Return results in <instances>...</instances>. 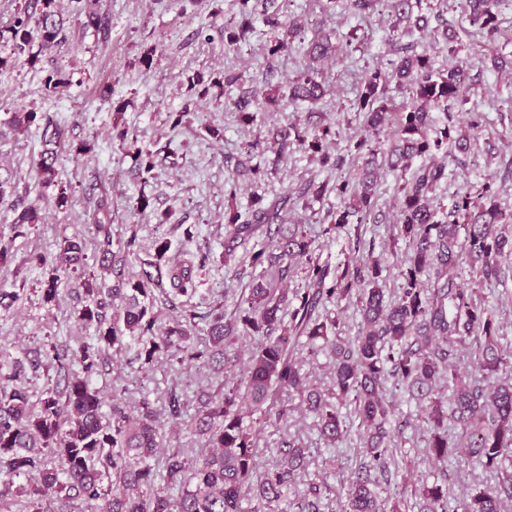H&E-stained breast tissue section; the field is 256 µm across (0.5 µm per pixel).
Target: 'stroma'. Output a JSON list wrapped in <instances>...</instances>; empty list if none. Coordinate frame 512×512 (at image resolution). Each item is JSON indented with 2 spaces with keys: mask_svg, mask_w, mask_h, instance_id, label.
<instances>
[{
  "mask_svg": "<svg viewBox=\"0 0 512 512\" xmlns=\"http://www.w3.org/2000/svg\"><path fill=\"white\" fill-rule=\"evenodd\" d=\"M68 22L65 40L37 61L15 59L0 45V57L9 64L0 73V115L7 112H46L65 132L57 180L69 186L66 206L55 204L54 188L43 187L36 164L43 149L42 128L32 125L20 132L0 137V175L11 179L16 193L0 203V238L11 235L15 204L39 201L41 224L27 238L17 240L16 255L0 267V288L25 287L27 297L9 312L0 313V343L17 354L42 351L53 342L65 340L74 330L71 314L77 294L63 292L51 307L40 296L42 276L26 262L30 252L55 249L61 236L83 239L87 254L99 249L91 214L105 209L112 226L113 241L137 235L139 251L128 256L126 270L138 273L154 255V241H170V263L195 262L197 292L183 304L200 314L215 305L224 312L235 311L248 294L250 278L237 275L225 265V214L230 207L244 211L255 198L270 202L292 193L301 184L320 182L328 173L304 149L293 148L275 156L265 152L260 158L268 171L261 182L237 175L236 163L244 158L255 141L271 142L276 130L288 124L306 125L314 121L331 125L335 136L330 151L352 148L363 138V118L354 108L360 77L369 68L386 65L392 57L389 41L394 21L387 0L359 15L346 0H273L272 12L282 23H301L306 37L315 30L332 36L338 51L325 60L320 73L327 94L317 103H284L273 108L267 98L287 95L288 85L303 67L302 49L291 47L276 56L269 55L272 37L262 19H255L248 40L230 47L224 42L225 21L237 17L242 0H99V12L106 30L86 25L76 12L74 0H60ZM440 15L431 26L448 22L459 34L458 56L472 63L476 93L469 111L454 113L455 125L468 130L470 147L448 165V180L435 192V201L451 206L453 199L473 182L489 181L497 188L502 204L512 206V150L506 140L512 135V70L494 69L490 60L512 61V40L486 42L478 27L461 15L453 0L440 6ZM70 74L69 87L58 92L46 88L47 76L54 70ZM223 78L232 74L238 81L229 97L208 94L190 105L192 119L174 124L173 115L185 105L182 93L194 74ZM247 96L257 113L245 121L233 101ZM122 109L130 130L126 141L112 137L115 109ZM483 113L481 128L469 129L471 111ZM90 143L88 153L75 156L74 149ZM152 172H145V163ZM398 174L381 169L376 182L373 219L362 228L372 255L386 267V294L399 284L398 271L408 246L393 233ZM237 183L235 202L224 197V186ZM147 198L146 208H137L139 198ZM336 199H308L306 206L289 210V223L303 225L314 241L321 260L338 263L350 253L345 237L325 235L326 211ZM474 297L494 305L501 323L500 342L512 349V276L499 285H484L463 279ZM233 366L218 375L209 369L180 365L164 359L141 365L133 352L111 354L99 380L106 390L119 392L129 409H136L142 393L165 400L170 391L194 399L198 392L218 391L223 382L239 374ZM399 418L409 419L404 442L395 459L399 483L420 485L434 467L426 454V424L416 401L407 394L396 397ZM279 423L268 424L257 436L261 461L274 466L281 456L277 444L282 436L298 438L308 448L306 477L325 481L341 490L358 473L363 462L356 437L330 445L321 437L315 419L302 406L292 402Z\"/></svg>",
  "mask_w": 512,
  "mask_h": 512,
  "instance_id": "1",
  "label": "stroma"
}]
</instances>
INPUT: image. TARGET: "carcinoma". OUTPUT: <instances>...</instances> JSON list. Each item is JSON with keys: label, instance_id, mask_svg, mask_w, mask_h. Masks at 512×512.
I'll use <instances>...</instances> for the list:
<instances>
[{"label": "carcinoma", "instance_id": "obj_1", "mask_svg": "<svg viewBox=\"0 0 512 512\" xmlns=\"http://www.w3.org/2000/svg\"><path fill=\"white\" fill-rule=\"evenodd\" d=\"M86 23L102 26L98 0H76ZM396 24L394 58L388 66L365 73L356 111L363 115L367 135L354 145L367 159L351 172L349 153L326 149L332 127L302 131L289 124L278 130L279 155L298 145L318 157L322 167L336 172L322 182L308 183L295 198L286 195L265 205L253 200L248 212L230 211L225 224L224 263L239 247H246L257 231L267 227L268 243L249 250V276L256 280L239 306V314H212L204 336L191 335L196 313L184 309L160 326L153 311V296L168 277L176 296H192L197 288L192 262L161 267L170 249L157 240V261L147 263L136 275L125 272L129 254L137 252V234L112 249V225L93 214L100 238L99 253L89 257L76 235L62 236L52 251L33 253L28 264L47 275L41 281V299L52 303L61 288L72 283L82 292V305L72 316L79 328L94 336H74L49 345V366L63 376L64 386L54 385L35 393L25 373V358L0 344V512H269L283 502L297 505L295 512H322L329 496L327 483L310 482L297 490L307 468V450L294 440H281V464L261 469L256 446L257 426L277 411V396L286 391L300 398L314 417L324 439L336 443L350 429L342 403L353 404L360 420L357 439L364 462L357 476L340 496L339 512H408L405 499L381 495L379 473L385 482L397 476L394 451L407 421L395 417V405L386 398L390 385L424 406L426 452L434 464H465L501 474L494 484H476L456 496L448 482L423 481L401 493L420 497L419 512H503L512 500V351L499 343L500 322L495 309L460 288L464 276L488 285L499 284L511 270L512 210L500 203L489 183L458 194L449 209L432 204L434 191L448 178L447 163L468 149L467 138L453 124L448 106L464 108L473 95L471 67L457 57L456 34L446 25L435 39L448 53V67L436 66L426 54L411 51L401 39L414 29L428 26L431 0H391ZM470 23L489 42L501 34L500 16L512 8L509 0H458ZM34 11L23 9L12 24L0 30V39L17 56L38 59L61 44L64 19L57 0H34ZM254 12L224 24V42L236 46L253 30ZM302 27L288 24V38L273 37L269 54L288 49L294 39L307 43L308 62L289 83L288 99L320 100L326 92L317 63L334 49L331 35L310 40ZM238 81L188 79L187 101L175 124L191 114L193 97ZM395 85L406 97L402 103L387 95ZM445 109L443 121L433 110ZM396 116L390 146L380 147L385 119ZM45 143L37 161L41 184L58 188L56 204H67L69 195L56 180L59 155L55 146L63 132L46 121ZM261 142L250 144L237 161L241 175L261 179L264 169L252 164L253 155L265 153ZM426 162L413 172L409 163ZM400 173L397 187L396 237L406 241L405 267L392 300L385 299L382 263L363 258L361 227L375 206V171ZM335 197L337 206L327 211L326 234L343 233L356 255L333 266L315 257V247L301 224H284V213L307 195ZM12 239L26 235L41 221L39 208H14ZM93 263H88V260ZM100 270L95 275L88 266ZM305 278L303 291L289 294L273 286L296 270ZM24 289L0 290V309L8 311L23 301ZM356 300L361 315L359 336H340L339 322L328 317V306ZM256 338L245 376L224 384V391H202L194 413L187 414L182 396L172 391L162 409L144 397L137 413L128 411L122 397L106 401L97 386L110 350L135 349L141 364L165 355L180 363H210L218 374L240 356V336ZM470 350L474 371L462 373L460 357ZM321 353L332 359V387L314 388L303 370L301 355ZM446 387L449 397L439 395ZM183 423L204 440V449L189 458L165 450L166 432L159 415Z\"/></svg>", "mask_w": 512, "mask_h": 512}]
</instances>
